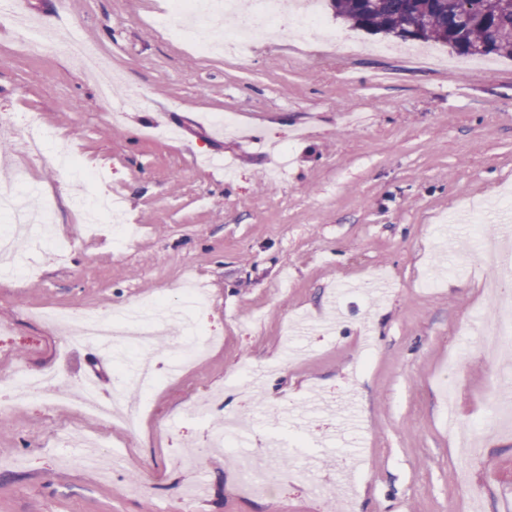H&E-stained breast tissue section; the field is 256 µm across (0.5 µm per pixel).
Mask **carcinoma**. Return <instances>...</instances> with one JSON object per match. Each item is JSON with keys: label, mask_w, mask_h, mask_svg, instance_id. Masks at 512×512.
I'll use <instances>...</instances> for the list:
<instances>
[{"label": "carcinoma", "mask_w": 512, "mask_h": 512, "mask_svg": "<svg viewBox=\"0 0 512 512\" xmlns=\"http://www.w3.org/2000/svg\"><path fill=\"white\" fill-rule=\"evenodd\" d=\"M352 26L404 41H434L461 55L512 56V0H332ZM468 7L470 23L458 22Z\"/></svg>", "instance_id": "carcinoma-1"}]
</instances>
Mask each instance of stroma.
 Here are the masks:
<instances>
[{"mask_svg": "<svg viewBox=\"0 0 512 512\" xmlns=\"http://www.w3.org/2000/svg\"><path fill=\"white\" fill-rule=\"evenodd\" d=\"M40 28L92 43L143 104L119 114L71 59L24 52L0 18V186L36 184L31 209L51 206L63 257L45 250L34 275L0 273V377L50 371L58 394L96 375L109 397L133 352L65 345L38 310L117 313L175 299L187 279L208 295L195 314L218 342L155 388L139 433L45 396L0 425V512H471L456 474L468 468L482 512H512V431L483 439L462 465L449 418L481 425L491 395L512 391V363L495 370L478 339L497 277L479 260L486 220L512 209V58L470 57L441 43L422 49L337 19L343 43L286 32L239 57L185 43L168 0H31ZM37 113L57 146L104 173L76 184L53 155L30 159L21 113ZM234 113L239 135L217 130ZM119 191L126 243L111 225L89 233L73 201ZM381 278L370 298L348 282ZM223 391L216 420L245 425L235 449L179 460L207 445L212 423L190 420L197 397ZM358 404V446L325 436L311 447L323 495L283 479L262 498L236 481L238 451L279 469L271 434L295 436L307 397ZM453 411H446V404ZM98 438L123 459L110 478L62 463L63 435ZM205 491L185 506L182 487Z\"/></svg>", "mask_w": 512, "mask_h": 512, "instance_id": "obj_1", "label": "stroma"}]
</instances>
